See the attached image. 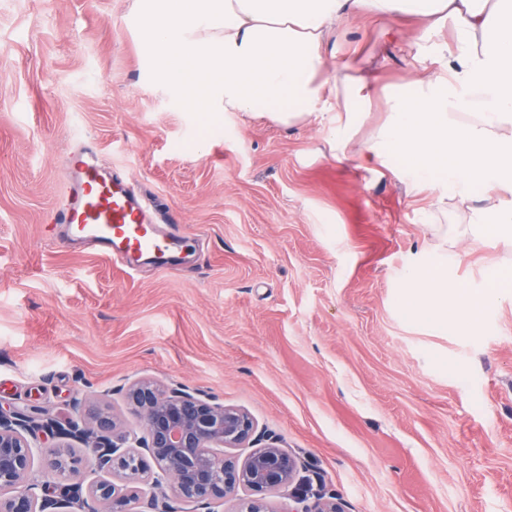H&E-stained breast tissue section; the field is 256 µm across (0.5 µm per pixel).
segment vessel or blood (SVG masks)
Wrapping results in <instances>:
<instances>
[{"mask_svg":"<svg viewBox=\"0 0 512 512\" xmlns=\"http://www.w3.org/2000/svg\"><path fill=\"white\" fill-rule=\"evenodd\" d=\"M69 161L73 180L63 191L53 223L71 225L76 236L124 255L128 263L146 255L165 261L178 241L148 223L145 207L128 186L113 178L97 155L76 152Z\"/></svg>","mask_w":512,"mask_h":512,"instance_id":"1","label":"vessel or blood"}]
</instances>
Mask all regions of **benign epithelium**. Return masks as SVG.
Instances as JSON below:
<instances>
[{
    "label": "benign epithelium",
    "instance_id": "benign-epithelium-1",
    "mask_svg": "<svg viewBox=\"0 0 512 512\" xmlns=\"http://www.w3.org/2000/svg\"><path fill=\"white\" fill-rule=\"evenodd\" d=\"M127 399L143 423L140 437L118 431L108 411L86 421L77 404L64 424L0 408V495L10 493L0 499V512H182L183 501L197 512H219L240 488L256 494L245 512H269L262 495L270 491L287 496L282 512H343L322 480L304 475L295 453L255 446L256 424L245 411L153 381L133 384ZM77 447L93 449L103 478L86 488L60 481L49 489L30 478L37 457L50 454L58 463L62 449ZM126 459L136 460L131 480L139 483L128 495L111 480L126 471Z\"/></svg>",
    "mask_w": 512,
    "mask_h": 512
}]
</instances>
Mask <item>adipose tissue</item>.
Returning a JSON list of instances; mask_svg holds the SVG:
<instances>
[{
    "label": "adipose tissue",
    "instance_id": "obj_1",
    "mask_svg": "<svg viewBox=\"0 0 512 512\" xmlns=\"http://www.w3.org/2000/svg\"><path fill=\"white\" fill-rule=\"evenodd\" d=\"M140 34L176 107L245 112L285 126L316 123L345 156L369 110L363 72L328 76L327 35L371 14L452 27L455 51L438 73L389 96L390 115L359 150L361 164L395 170L437 203L471 206L512 187V0H137ZM477 239L512 243V205L474 208ZM492 292L452 286L443 267L408 271L407 317L466 333L493 302L512 303V280Z\"/></svg>",
    "mask_w": 512,
    "mask_h": 512
}]
</instances>
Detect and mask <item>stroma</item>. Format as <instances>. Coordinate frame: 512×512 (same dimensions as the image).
Listing matches in <instances>:
<instances>
[{
	"mask_svg": "<svg viewBox=\"0 0 512 512\" xmlns=\"http://www.w3.org/2000/svg\"><path fill=\"white\" fill-rule=\"evenodd\" d=\"M448 37L368 15L326 47L382 89L440 70ZM327 138L176 110L136 0H0V406L107 407L136 432L124 395L148 379L246 411L343 512H512V304L466 334L399 311L407 269L481 289L512 244ZM87 145L181 237L176 259L127 274L64 243L51 217Z\"/></svg>",
	"mask_w": 512,
	"mask_h": 512,
	"instance_id": "1",
	"label": "stroma"
}]
</instances>
